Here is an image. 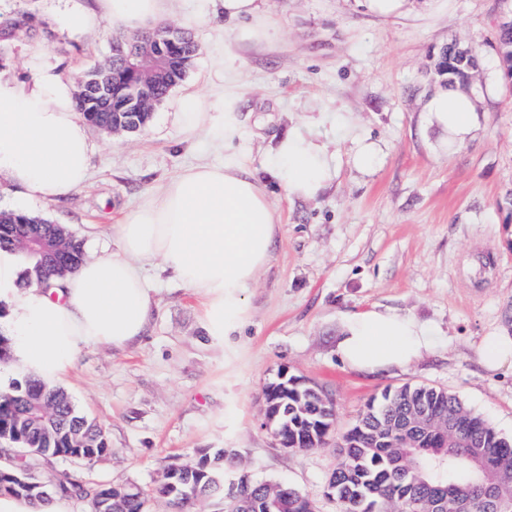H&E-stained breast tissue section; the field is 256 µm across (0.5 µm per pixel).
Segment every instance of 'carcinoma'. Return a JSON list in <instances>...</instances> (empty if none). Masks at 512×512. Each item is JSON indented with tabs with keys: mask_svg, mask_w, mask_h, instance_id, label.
I'll return each instance as SVG.
<instances>
[{
	"mask_svg": "<svg viewBox=\"0 0 512 512\" xmlns=\"http://www.w3.org/2000/svg\"><path fill=\"white\" fill-rule=\"evenodd\" d=\"M37 15L23 13L0 22L5 49L36 30ZM167 46L163 55L154 52ZM448 43V80L463 79L475 57L466 62L453 55ZM194 37L177 27H147L118 34L111 54L85 73L77 93V108L97 127L134 120L146 124L152 111L186 76L198 55ZM150 80L143 113L126 107L131 85ZM0 250L14 254L23 265L19 284L30 286L48 276L60 262L76 269L84 258L82 243L67 229L45 219L12 210L0 211ZM269 383L271 413L288 424L286 448L310 450L323 443V426L332 415L330 399L314 383L279 389ZM432 418L422 431L416 423L423 412ZM0 494L22 496L35 508L52 496L86 500L90 512H111L99 497L100 486L89 485L71 472L57 470L43 481L39 466L54 458L91 466L110 452L107 435L82 414L67 393L20 375L0 391ZM41 448L39 456L15 460L19 448ZM343 457L329 483L344 512H512V437L470 410L462 399L433 387L405 385L368 403L358 423L344 434ZM236 467L233 454L219 449L202 451L197 467L183 470L174 480L168 503L187 512L201 496L217 492L221 468ZM235 512H280L276 498L288 496V512H315L311 501L285 482H261L241 473L237 477ZM148 498L136 486H127L118 512H147Z\"/></svg>",
	"mask_w": 512,
	"mask_h": 512,
	"instance_id": "1",
	"label": "carcinoma"
}]
</instances>
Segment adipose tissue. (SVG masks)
Wrapping results in <instances>:
<instances>
[{
	"label": "adipose tissue",
	"instance_id": "obj_1",
	"mask_svg": "<svg viewBox=\"0 0 512 512\" xmlns=\"http://www.w3.org/2000/svg\"><path fill=\"white\" fill-rule=\"evenodd\" d=\"M358 13L383 22L425 19L448 12V0H348ZM62 20L75 33H133L170 16L172 0H95L94 8L62 0ZM224 18L240 22L236 38L265 37L255 26L263 0H221ZM38 71L26 79L0 71V179L19 187L25 199L69 196L89 176L94 150L89 125L80 116L72 80L43 64L45 48L25 47ZM488 82L475 91L440 83L419 102L441 154L473 141L486 122L484 102L497 90ZM187 138L201 135L229 142L240 128L231 105L187 92L175 103ZM272 162L289 197L314 199L336 170L327 145L304 130L283 137ZM111 255L84 261L50 290L13 287V263L0 251V295L10 297L11 355L26 374L52 387L90 345L127 346L148 328L156 299L141 268L155 262L201 294L210 335L222 336L227 321L244 312L239 295L266 270L279 220L267 188L240 163H198L182 169L146 194L112 225ZM433 346L428 327L391 309H371L342 321L337 353L350 369L378 373L410 365Z\"/></svg>",
	"mask_w": 512,
	"mask_h": 512
}]
</instances>
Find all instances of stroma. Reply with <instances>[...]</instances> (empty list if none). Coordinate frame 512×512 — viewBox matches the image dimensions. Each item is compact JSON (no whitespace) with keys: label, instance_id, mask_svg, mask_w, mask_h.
<instances>
[{"label":"stroma","instance_id":"1","mask_svg":"<svg viewBox=\"0 0 512 512\" xmlns=\"http://www.w3.org/2000/svg\"><path fill=\"white\" fill-rule=\"evenodd\" d=\"M54 7L0 0V20L35 12L32 40L81 81L88 65L108 58L113 33H68ZM502 9L501 0H451L447 15L386 23L351 12L345 0H268L267 38L242 44L212 0H173L171 23L200 45L177 89L232 102L239 137L225 148L185 140L167 101L142 133L92 129L90 177L72 195L27 201L1 180L0 209L64 225L86 257H98L113 249L111 224L149 191L190 165L233 159L266 185L280 234L268 269L241 294L243 319L218 338L207 333L198 294L145 268L157 291L145 336L122 349L83 348L59 383L105 430L111 451L90 466L54 460L44 474L66 469L89 484L148 491L169 461L193 465L201 449L223 448L236 454L238 471L292 485L316 512H343L327 494L338 445L383 392L445 389L512 436V369L492 374L480 362L485 337L512 328V92L487 99L479 137L448 157L436 155L418 110L449 41L483 49L475 80L483 86L496 68L485 48ZM303 122L338 154L337 178L313 200L289 198L266 160ZM371 142L379 161L364 173L353 155ZM375 307L425 323L433 349L380 374L343 366V317ZM282 367L333 401L335 432L320 448H282L262 425V388Z\"/></svg>","mask_w":512,"mask_h":512}]
</instances>
